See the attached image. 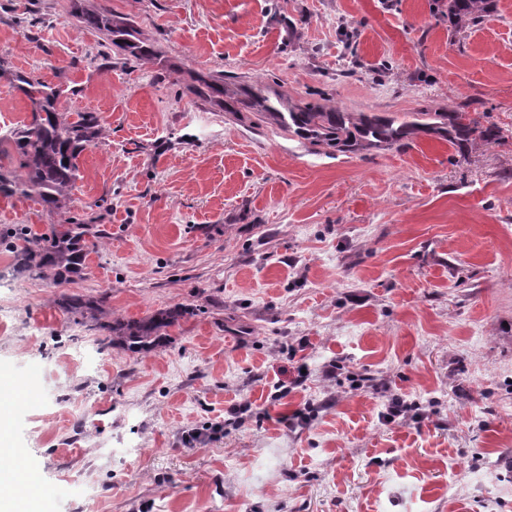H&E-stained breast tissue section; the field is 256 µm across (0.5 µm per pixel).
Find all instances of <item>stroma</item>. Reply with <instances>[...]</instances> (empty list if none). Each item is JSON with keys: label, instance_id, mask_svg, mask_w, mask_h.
<instances>
[{"label": "stroma", "instance_id": "obj_1", "mask_svg": "<svg viewBox=\"0 0 512 512\" xmlns=\"http://www.w3.org/2000/svg\"><path fill=\"white\" fill-rule=\"evenodd\" d=\"M77 7L133 20L157 60L124 61ZM0 58V126L30 117L15 72L103 126L67 208L0 195V226L101 215L61 290L112 320L194 310L133 353L0 249L12 500L512 512V0L457 34L433 0H0ZM194 72L349 112L459 106L501 137L328 154L188 95ZM394 397L420 415L384 422ZM58 303L68 312L83 317L86 313L95 310L102 311L106 303V296L100 298H83L79 295L61 293Z\"/></svg>", "mask_w": 512, "mask_h": 512}]
</instances>
